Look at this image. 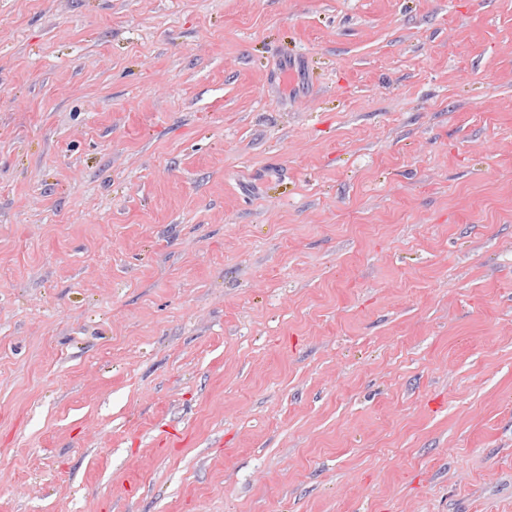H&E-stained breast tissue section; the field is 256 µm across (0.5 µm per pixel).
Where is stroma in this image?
Listing matches in <instances>:
<instances>
[{"mask_svg": "<svg viewBox=\"0 0 512 512\" xmlns=\"http://www.w3.org/2000/svg\"><path fill=\"white\" fill-rule=\"evenodd\" d=\"M0 512H512V0H0Z\"/></svg>", "mask_w": 512, "mask_h": 512, "instance_id": "stroma-1", "label": "stroma"}]
</instances>
